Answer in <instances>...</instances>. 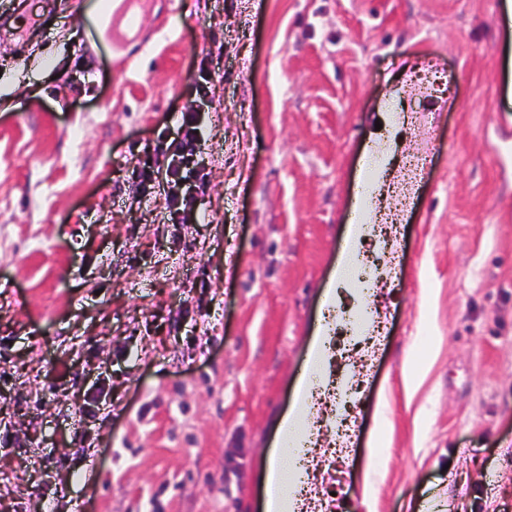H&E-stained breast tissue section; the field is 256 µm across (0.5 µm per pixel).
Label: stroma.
<instances>
[{
    "label": "stroma",
    "mask_w": 512,
    "mask_h": 512,
    "mask_svg": "<svg viewBox=\"0 0 512 512\" xmlns=\"http://www.w3.org/2000/svg\"><path fill=\"white\" fill-rule=\"evenodd\" d=\"M88 2L0 0V512H266L343 303L379 331L321 369L354 390L313 398L312 504L512 512L506 0H143L101 33ZM186 112L205 194L173 224L153 146ZM350 235L346 241V246L342 252V261L338 270V277L341 278L346 275L347 270L352 262V258L357 251L359 242L369 237L372 233L373 227L370 224H350Z\"/></svg>",
    "instance_id": "obj_1"
}]
</instances>
